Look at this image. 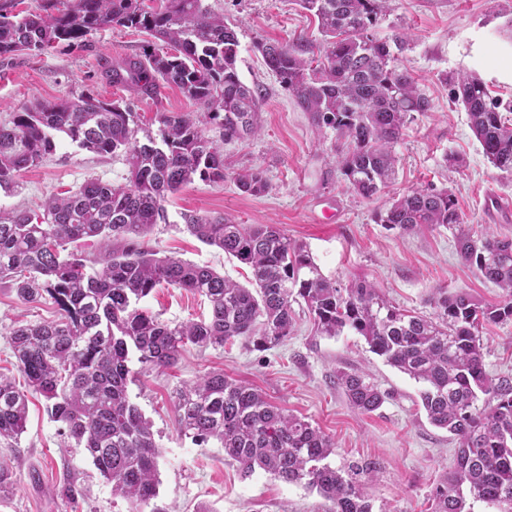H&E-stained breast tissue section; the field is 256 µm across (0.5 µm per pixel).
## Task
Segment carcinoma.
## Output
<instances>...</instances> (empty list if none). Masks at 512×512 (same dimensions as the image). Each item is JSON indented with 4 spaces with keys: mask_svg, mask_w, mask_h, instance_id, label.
I'll list each match as a JSON object with an SVG mask.
<instances>
[{
    "mask_svg": "<svg viewBox=\"0 0 512 512\" xmlns=\"http://www.w3.org/2000/svg\"><path fill=\"white\" fill-rule=\"evenodd\" d=\"M315 18L319 37L257 43L268 70L310 113L318 129L344 141L339 160L345 184L363 198L385 192L396 174L395 147L414 114L433 109L409 71L397 65L409 42L404 31L375 34L387 0H297ZM0 3V57L44 54L56 45H82L107 28L144 31L173 46L150 43L143 59L112 69V82L135 84L149 96L160 84L177 87L202 115L163 114L159 139L141 143L132 113L85 94L37 102L0 124V190L18 187L23 170L39 166L61 133L98 155L124 154L126 182L89 179L75 191L53 195L39 213L0 212V280L26 303L50 299L51 321L14 327L9 343L31 392L45 400L63 435L85 448L112 494L135 506L157 497L160 447L151 422L131 400L129 385L143 370L173 366L188 345L222 346L243 339L268 348L293 328L292 303L301 299L322 336L352 331L370 351L424 384L420 399L430 422L454 435L456 465L431 494L432 512H468L472 499L512 512V381L489 377L480 332L486 323L512 321V238H473L461 224L453 194L411 189L390 198L379 223L401 232L422 226L459 228L462 261L502 290L495 305L438 288L429 315L394 306L379 288L358 280L346 288L325 278L307 247L278 224H236L222 216H185L187 230L247 266L252 287L211 267L158 257L141 238L164 219L165 202L194 177L222 183L230 177L244 194L269 190L257 166L227 172L224 144L260 134L258 98L237 73L236 31L205 0H69L56 13L13 12ZM452 101L488 163L512 173V124L500 103L475 77L453 81ZM219 132L214 139L205 127ZM122 241L90 258L67 245L79 240ZM180 288L208 302L209 316L167 323L138 307L159 286ZM140 364L135 370L132 362ZM338 383L351 407L378 409L384 394L361 372H342ZM182 433L217 440L244 474L261 468L289 484H303L329 500L332 512H372L366 489L370 465L337 469L327 463L335 443L310 422L286 414L261 393L222 372L178 389ZM28 417V396L0 376V440H17Z\"/></svg>",
    "mask_w": 512,
    "mask_h": 512,
    "instance_id": "obj_1",
    "label": "carcinoma"
}]
</instances>
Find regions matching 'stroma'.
<instances>
[{
  "mask_svg": "<svg viewBox=\"0 0 512 512\" xmlns=\"http://www.w3.org/2000/svg\"><path fill=\"white\" fill-rule=\"evenodd\" d=\"M234 25L240 41L237 71L260 99L258 138L225 144L230 170L262 167L267 193L249 196L233 180L214 184L199 179L185 185L165 205L166 218L144 242L157 256L171 255L206 265L240 284L250 269L185 228L188 214L224 216L238 224H278L291 240L306 244L321 274L347 287L351 280L373 282L393 304L430 313L433 289L463 292L495 304L500 290L466 265L457 251L455 232L424 227L411 233L389 230L377 221L388 197L411 188L450 190L474 234L493 231L512 237V220L488 218V192L512 202V174L492 167L471 133L467 115L451 101L449 79L468 74L480 79L492 96L512 102V70L500 67L512 58V0H389L376 29L384 38L405 28L412 42L401 66L418 80L431 99L432 112L417 116L397 146L395 183L384 195L365 199L349 190L338 169L343 144L334 132H320L264 66L256 45L262 40L289 42L312 32L313 20L295 0H208ZM144 33L107 28L86 45L58 46L45 55L21 54L0 60V122L14 109L36 101L93 94L119 102L133 112L137 139L159 133L164 113L191 112L194 104L173 86H160L147 97L135 86L116 85L111 70L139 56ZM56 149L39 167L23 171L16 191L0 192V210H40L46 199L79 188L87 179L121 184L127 175L123 156H100L56 134ZM463 160L459 168L445 156ZM143 309L170 323L206 317L203 298L178 288H159ZM295 324L282 342L265 350L244 340L217 348L189 345L173 368L153 370L131 384L132 400L152 423L162 455L158 460L159 512H330L332 504L316 490L288 484L263 470L243 475L216 441L200 444L181 434L173 393L177 387L212 371L224 372L261 391L287 413L305 418L336 446L331 462L372 461L376 479L367 489L375 512H426L444 469L453 468L457 444L446 430L429 423L419 404L420 383L370 352L352 333L316 335L304 303L293 305ZM51 300L27 303L0 281V373L23 384L9 345L13 326L52 320ZM486 372L512 378V322L492 324L483 333ZM362 371L385 393L383 405L362 413L347 402L336 383L341 371ZM0 461L10 478L0 486V512H131V504L113 495L83 448L68 443L47 414L43 399L31 398L25 432L18 441H0ZM72 479L82 498L62 499L59 488Z\"/></svg>",
  "mask_w": 512,
  "mask_h": 512,
  "instance_id": "obj_1",
  "label": "stroma"
}]
</instances>
